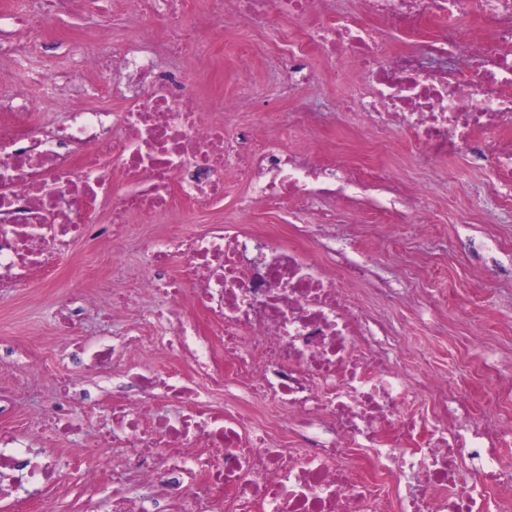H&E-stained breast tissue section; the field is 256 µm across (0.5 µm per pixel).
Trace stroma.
I'll return each mask as SVG.
<instances>
[{
  "label": "stroma",
  "instance_id": "35a3bbf8",
  "mask_svg": "<svg viewBox=\"0 0 512 512\" xmlns=\"http://www.w3.org/2000/svg\"><path fill=\"white\" fill-rule=\"evenodd\" d=\"M122 9L123 0H105L97 7L88 0H75L69 14L39 15L49 32L45 59L53 75L71 72L77 81H84V74L74 72L66 58L67 40H83L84 51L108 55V45L93 35L118 24ZM299 32L296 26L241 32L226 27L223 20H214L212 35L224 46V76L202 84V93L221 90L229 96L240 87H251L253 94L243 100L237 123H261L263 99L277 90L287 72L286 64L277 60L279 46ZM303 148L320 162L355 150L359 167L387 169L404 191L426 193L433 223L430 234L421 239L413 237L406 225L384 223L374 210L373 196L332 203L344 219L337 227L338 247L373 257L362 284L361 302L399 333L401 351L427 359L426 365L412 369V377L422 378L428 369L437 367L452 371L468 387L487 384V376L471 364L480 349L490 363L512 368V208L501 206L485 176L471 169L465 158L447 162L427 156L402 132L367 142L356 112L343 113L338 126L318 129ZM239 218L248 232L298 233L284 208L274 211L259 204ZM178 220L174 214L145 227L143 235L134 237L125 252L117 255L84 242L73 244L62 255L55 280L35 281L23 288L0 283V336L11 337L30 359L29 385L17 413L41 407L52 391L45 365L65 361L50 342L63 280L71 272L88 271L85 285L98 303L85 307L82 334L90 339L111 333V325L100 320L101 305L113 287L138 274L146 235L167 231ZM486 266L495 270V278L485 284L474 281L473 270Z\"/></svg>",
  "mask_w": 512,
  "mask_h": 512
}]
</instances>
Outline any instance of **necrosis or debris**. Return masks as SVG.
Here are the masks:
<instances>
[{"label":"necrosis or debris","mask_w":512,"mask_h":512,"mask_svg":"<svg viewBox=\"0 0 512 512\" xmlns=\"http://www.w3.org/2000/svg\"><path fill=\"white\" fill-rule=\"evenodd\" d=\"M214 3L253 27L301 24V39L280 51L303 74L289 93L313 86L303 73L309 56L327 60L336 82L364 83L335 114L361 112L380 137L401 129L433 157H467L512 206V0ZM66 6L12 0L23 36L0 44L30 84L23 100L0 94V277L22 288L55 274L73 242L117 251L137 224L221 208L229 165L254 197L295 201L306 220L294 237L207 224L149 238L140 278L113 293L103 314L129 326L90 342L78 340L86 289L69 281L73 304L59 316L58 342L80 370L121 377L96 467L110 484L98 492L83 449L50 445L77 436L101 400L99 386L58 374L46 412L0 428V499L38 500L68 475L82 486V512H512V459L501 453L512 446V418L500 413L512 373L496 372L476 395L439 370L409 381L384 324L359 300L363 264L347 257L333 268L308 250L337 221L311 217L313 205L367 193L378 176L343 158L310 160L260 126L213 119L235 101L213 107L194 82L164 75L135 30L112 56L80 52L75 63L126 68L137 92L118 111L82 108L36 65L46 36L37 14ZM150 14L168 19L171 51L191 44L215 58V42L194 35V0H125V19ZM45 104L64 121H37ZM117 181L123 192L101 218L99 201ZM378 208L426 234L429 208L418 196L393 193ZM159 350L173 367L144 363ZM422 398L431 403L424 417L412 411ZM452 403L462 416L454 424Z\"/></svg>","instance_id":"1"}]
</instances>
